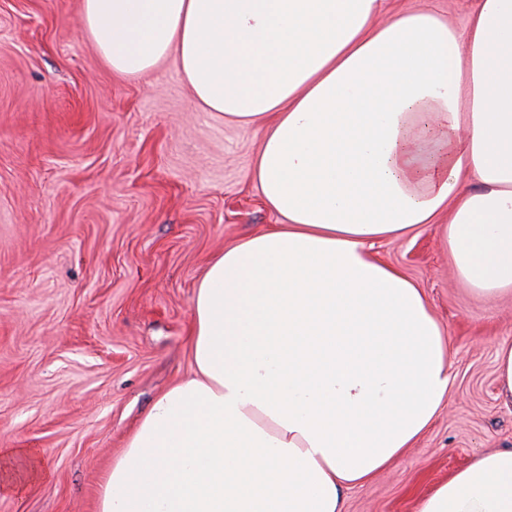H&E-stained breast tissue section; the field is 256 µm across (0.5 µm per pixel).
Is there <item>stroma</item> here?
<instances>
[{
    "label": "stroma",
    "instance_id": "obj_1",
    "mask_svg": "<svg viewBox=\"0 0 512 512\" xmlns=\"http://www.w3.org/2000/svg\"><path fill=\"white\" fill-rule=\"evenodd\" d=\"M82 0H0V448L45 479L0 512H97L103 479L157 396L193 371L195 289L213 256L278 223L251 173L263 132L194 101L174 60L112 72ZM431 6L464 28L475 0ZM421 286L450 343L446 403L345 512H415L487 451L512 449L495 353L512 300L474 296L433 227L376 247Z\"/></svg>",
    "mask_w": 512,
    "mask_h": 512
}]
</instances>
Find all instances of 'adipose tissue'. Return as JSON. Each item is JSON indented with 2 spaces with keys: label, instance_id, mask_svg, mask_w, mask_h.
Listing matches in <instances>:
<instances>
[{
  "label": "adipose tissue",
  "instance_id": "ef3b65f1",
  "mask_svg": "<svg viewBox=\"0 0 512 512\" xmlns=\"http://www.w3.org/2000/svg\"><path fill=\"white\" fill-rule=\"evenodd\" d=\"M384 0H82L123 76L174 57L193 99L259 127L251 177L280 223L214 256L194 374L159 396L98 512H344L346 490L431 425L449 345L377 242L435 224L459 280L512 294V0L463 29ZM45 475L0 448V491ZM417 512H512V449L478 455Z\"/></svg>",
  "mask_w": 512,
  "mask_h": 512
}]
</instances>
